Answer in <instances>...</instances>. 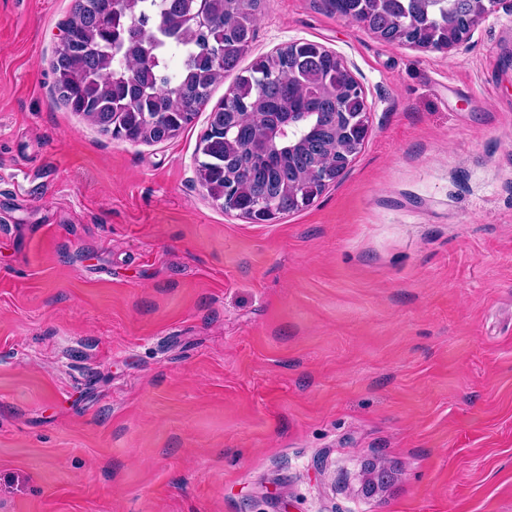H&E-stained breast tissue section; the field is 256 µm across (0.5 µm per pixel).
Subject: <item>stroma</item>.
Segmentation results:
<instances>
[{
	"label": "stroma",
	"instance_id": "35a3bbf8",
	"mask_svg": "<svg viewBox=\"0 0 512 512\" xmlns=\"http://www.w3.org/2000/svg\"><path fill=\"white\" fill-rule=\"evenodd\" d=\"M73 0H0V512H512V0L461 47L264 0L336 52L364 145L257 224L208 112L112 138L56 99Z\"/></svg>",
	"mask_w": 512,
	"mask_h": 512
}]
</instances>
